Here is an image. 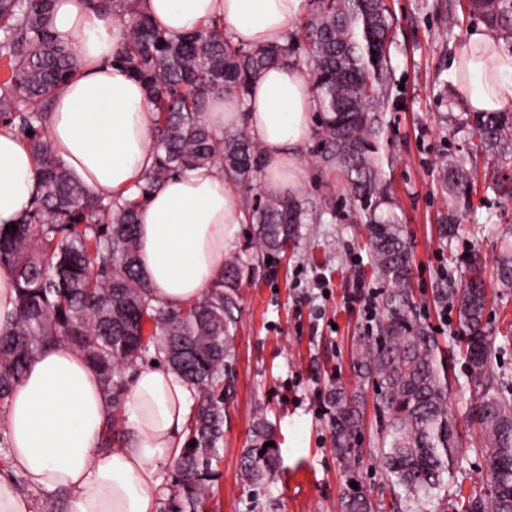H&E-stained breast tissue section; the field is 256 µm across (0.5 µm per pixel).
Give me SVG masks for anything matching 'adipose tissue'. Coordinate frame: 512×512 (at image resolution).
Masks as SVG:
<instances>
[{"mask_svg":"<svg viewBox=\"0 0 512 512\" xmlns=\"http://www.w3.org/2000/svg\"><path fill=\"white\" fill-rule=\"evenodd\" d=\"M140 11L172 35L218 21L243 47L282 43L306 0H139ZM50 30L75 47L82 67L57 92L46 130L54 156L96 195L134 198L154 164L153 115L143 86L115 57L123 25L93 0H54ZM448 83L466 112L512 107V54L486 26L468 30L448 61ZM317 104L305 66L259 74L245 102L210 99L215 134L245 125L260 147L263 189L295 191L298 151L309 141ZM41 191L21 136L0 126V224L17 221ZM247 213L223 174L199 167L168 178L138 209L139 269L154 305L196 303L224 269V254ZM196 392L179 374L147 365L131 378L127 442L99 445L109 412L96 370L64 344L45 349L14 387L4 419L11 472L0 474V512H33L28 489L60 492L69 512H157L160 466L179 456Z\"/></svg>","mask_w":512,"mask_h":512,"instance_id":"ef3b65f1","label":"adipose tissue"}]
</instances>
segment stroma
<instances>
[{"instance_id": "35a3bbf8", "label": "stroma", "mask_w": 512, "mask_h": 512, "mask_svg": "<svg viewBox=\"0 0 512 512\" xmlns=\"http://www.w3.org/2000/svg\"><path fill=\"white\" fill-rule=\"evenodd\" d=\"M387 2L395 40L379 155L412 253L413 313L448 353L455 379L449 405L460 448L446 485L421 503L407 500L375 459L374 388L360 385L352 370L366 322L347 299L358 286L385 293L391 284L374 267L335 168L318 157L315 133L299 154L304 179L295 195L316 212V220L302 225L286 251L272 255L260 249L253 224L240 225L225 252L226 260L239 265L240 277L237 323L224 360L220 478L209 512H340L346 467L333 449L327 415L328 392L337 383L364 392L357 472L373 512H464L467 497L486 490L483 442L466 420L472 393L461 329L441 322L433 290L443 282L461 285L470 254H479L492 268L504 247L512 248V201L477 194L458 216V234L444 238L449 200L440 165L447 159L474 160L482 181L496 173L512 176V159L471 157L467 116L449 89L448 59L476 18L459 0ZM319 272L330 276L331 294L324 319L316 321L305 291ZM487 320L496 338L492 362L512 379V341L504 337L512 327V288H491ZM260 417L272 428L281 465L272 482L257 488L246 486L240 462Z\"/></svg>"}]
</instances>
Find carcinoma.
Here are the masks:
<instances>
[{
  "label": "carcinoma",
  "mask_w": 512,
  "mask_h": 512,
  "mask_svg": "<svg viewBox=\"0 0 512 512\" xmlns=\"http://www.w3.org/2000/svg\"><path fill=\"white\" fill-rule=\"evenodd\" d=\"M136 0H97L124 26L118 61L143 84L154 112L151 148L156 162L134 199L93 195L49 151L45 122L55 94L80 70L74 48L58 43L48 28L53 0H0V124L16 129L36 165L43 192L16 223L0 225V264L16 274V309L0 332V408L40 352L58 343L80 351L97 370L110 412L100 447H117L127 432L116 426L131 371L155 350L167 366L200 393L187 425L185 446L170 473L160 512H206L217 480L224 434V359L235 325L239 269L224 273L195 304H152L138 269L137 209L166 178L197 166L216 167L225 180H254L259 147L244 126L215 135L203 122L209 98L244 101L254 77L287 61V43L244 49L224 36L223 26L169 35L135 9ZM481 20L512 47V0H466ZM394 20L386 0H317L303 39L318 102L320 157L341 174L366 232L374 266L392 284L376 335L363 339L353 362L356 377L375 386L381 412L377 460L393 484L419 501L438 490L460 447L457 420L448 406V355L427 325L411 312V254L392 209L391 190L376 154L384 132L382 112L391 73ZM474 152H512L511 112H470ZM33 135H27V131ZM453 207L470 205L478 185L466 164L441 169ZM264 250L277 251L316 217L295 197L270 196L248 211ZM460 288H438L434 303L456 306L466 335L475 401L468 422L482 436L490 495L469 497L466 512H512V385L491 362L483 267L478 255ZM497 280L512 288V254L503 257ZM334 449L345 463L359 457L363 402L337 386L330 393ZM268 423L254 427L243 451L245 482L263 485L279 468ZM264 454H259V451ZM341 512H373L367 491L348 469Z\"/></svg>",
  "instance_id": "carcinoma-1"
}]
</instances>
